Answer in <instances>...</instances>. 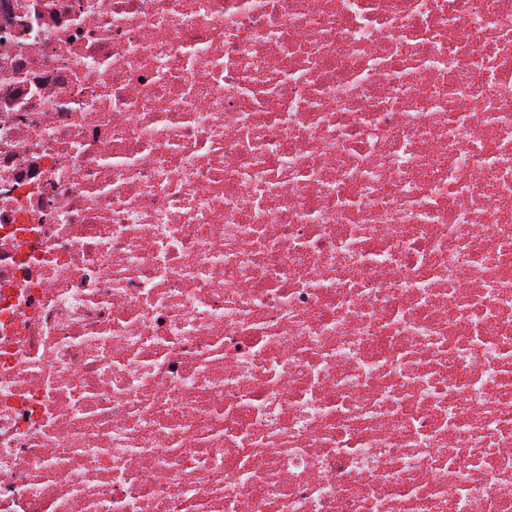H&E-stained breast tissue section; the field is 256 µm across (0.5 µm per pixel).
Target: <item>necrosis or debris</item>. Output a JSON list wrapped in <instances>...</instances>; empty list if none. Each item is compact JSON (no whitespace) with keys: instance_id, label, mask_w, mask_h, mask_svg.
Masks as SVG:
<instances>
[{"instance_id":"obj_1","label":"necrosis or debris","mask_w":512,"mask_h":512,"mask_svg":"<svg viewBox=\"0 0 512 512\" xmlns=\"http://www.w3.org/2000/svg\"><path fill=\"white\" fill-rule=\"evenodd\" d=\"M0 512H512V0H0Z\"/></svg>"}]
</instances>
